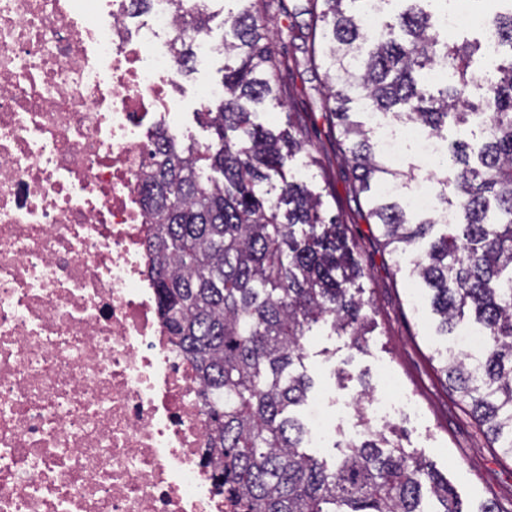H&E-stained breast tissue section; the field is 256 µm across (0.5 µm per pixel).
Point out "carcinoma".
Listing matches in <instances>:
<instances>
[{"instance_id":"cac0c4a2","label":"carcinoma","mask_w":512,"mask_h":512,"mask_svg":"<svg viewBox=\"0 0 512 512\" xmlns=\"http://www.w3.org/2000/svg\"><path fill=\"white\" fill-rule=\"evenodd\" d=\"M225 13L224 97L199 118L213 141L199 150L161 133L146 178L153 224L158 309L175 344L196 366L208 398L216 479L241 512H462L448 482L400 442L397 427L373 428L337 443L330 467L302 451L306 433L292 409L313 383L302 340L323 321L356 349L367 346L363 271L342 226L325 221L321 195L289 178L288 160L306 142L298 125L255 121L266 101L284 106L276 74L271 11L284 0H230ZM362 45L368 0H307L320 25L326 108L347 145L354 179L370 194L367 218L400 260L432 291L438 331L465 323L485 333L470 356L435 349L441 372L502 451L512 457V7L490 15L511 54L486 77L473 68L478 40L448 41L438 16L448 0H403ZM447 65L448 78L430 71ZM366 114L417 128L442 143L428 175L457 224L371 193L382 184L425 181L420 167H391ZM470 130L476 145L448 133Z\"/></svg>"}]
</instances>
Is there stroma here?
I'll return each mask as SVG.
<instances>
[{
	"mask_svg": "<svg viewBox=\"0 0 512 512\" xmlns=\"http://www.w3.org/2000/svg\"><path fill=\"white\" fill-rule=\"evenodd\" d=\"M298 2L285 0L292 15L275 14L268 20L273 29L293 24L297 36L276 43L279 54L289 61L288 70L280 75L284 102L265 103L257 120L281 127L290 118L302 129L307 147L290 162L289 173L320 193L328 215L343 224L364 271L359 285L371 325L368 345L361 350L326 327L307 336L305 367L314 386L296 413L307 418L311 403L321 398L333 414L361 393L374 397L385 392L387 383H394L405 409L391 423L399 429L403 446L447 478L464 512H482L492 501L502 512H512V459L482 432L434 358L442 339L436 334L438 318L431 310L428 288L411 276L409 262L395 264L375 225L366 221V199L354 191L345 146L326 117L324 71L306 62L310 17L296 12ZM223 75L224 58L215 55L195 65L182 80V123L191 141L205 144L212 138L197 118L194 100L200 89L219 83ZM340 368L348 373L342 381L335 376Z\"/></svg>",
	"mask_w": 512,
	"mask_h": 512,
	"instance_id": "obj_1",
	"label": "stroma"
}]
</instances>
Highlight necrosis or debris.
I'll return each mask as SVG.
<instances>
[{
    "instance_id": "1",
    "label": "necrosis or debris",
    "mask_w": 512,
    "mask_h": 512,
    "mask_svg": "<svg viewBox=\"0 0 512 512\" xmlns=\"http://www.w3.org/2000/svg\"><path fill=\"white\" fill-rule=\"evenodd\" d=\"M200 0H0V512H234L201 384L151 273L143 172L181 135L176 13ZM442 31L501 39L449 0ZM392 161L438 140L383 126Z\"/></svg>"
}]
</instances>
